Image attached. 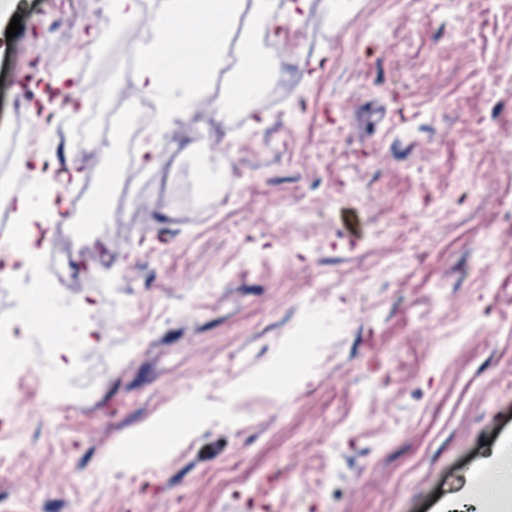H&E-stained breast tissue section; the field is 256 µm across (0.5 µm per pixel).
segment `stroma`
Instances as JSON below:
<instances>
[{
    "label": "stroma",
    "mask_w": 512,
    "mask_h": 512,
    "mask_svg": "<svg viewBox=\"0 0 512 512\" xmlns=\"http://www.w3.org/2000/svg\"><path fill=\"white\" fill-rule=\"evenodd\" d=\"M8 2L0 156L47 100L37 151L99 186L132 37L93 45L111 0ZM258 47L257 99L0 277V512H448L492 468L484 512H512V0H307ZM37 288L93 306L66 363L19 319ZM333 300L344 329L300 354Z\"/></svg>",
    "instance_id": "35a3bbf8"
}]
</instances>
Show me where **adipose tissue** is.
<instances>
[{"instance_id":"ef3b65f1","label":"adipose tissue","mask_w":512,"mask_h":512,"mask_svg":"<svg viewBox=\"0 0 512 512\" xmlns=\"http://www.w3.org/2000/svg\"><path fill=\"white\" fill-rule=\"evenodd\" d=\"M244 13L261 20L268 38H276V23L267 13L265 0H165L162 8L152 12L149 38L132 47L139 60L133 74L137 92L154 100L161 117L159 125L145 130L146 138L157 140L192 117L210 73L224 63V32ZM16 166L28 174L35 193L19 195L14 202L26 243L12 251L8 262L31 265L38 254L35 240L51 237L45 212H61L65 199L43 157L22 155Z\"/></svg>"}]
</instances>
